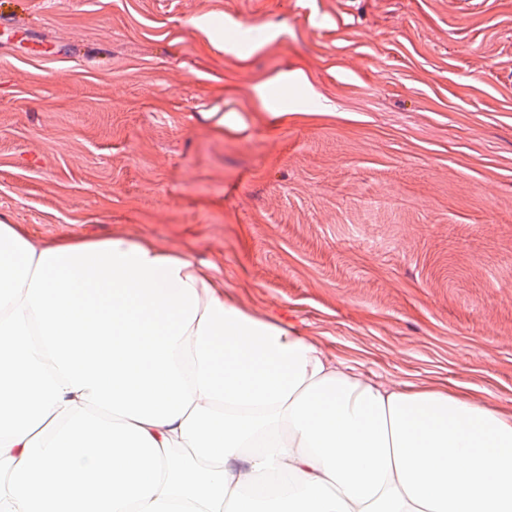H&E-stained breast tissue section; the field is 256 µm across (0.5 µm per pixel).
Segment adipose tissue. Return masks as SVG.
Here are the masks:
<instances>
[{
	"mask_svg": "<svg viewBox=\"0 0 512 512\" xmlns=\"http://www.w3.org/2000/svg\"><path fill=\"white\" fill-rule=\"evenodd\" d=\"M0 512H512V417L345 371L181 254L1 223Z\"/></svg>",
	"mask_w": 512,
	"mask_h": 512,
	"instance_id": "adipose-tissue-1",
	"label": "adipose tissue"
}]
</instances>
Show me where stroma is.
<instances>
[{
    "label": "stroma",
    "instance_id": "35a3bbf8",
    "mask_svg": "<svg viewBox=\"0 0 512 512\" xmlns=\"http://www.w3.org/2000/svg\"><path fill=\"white\" fill-rule=\"evenodd\" d=\"M16 12L0 222L219 264L226 300L364 377L512 416V0Z\"/></svg>",
    "mask_w": 512,
    "mask_h": 512
}]
</instances>
